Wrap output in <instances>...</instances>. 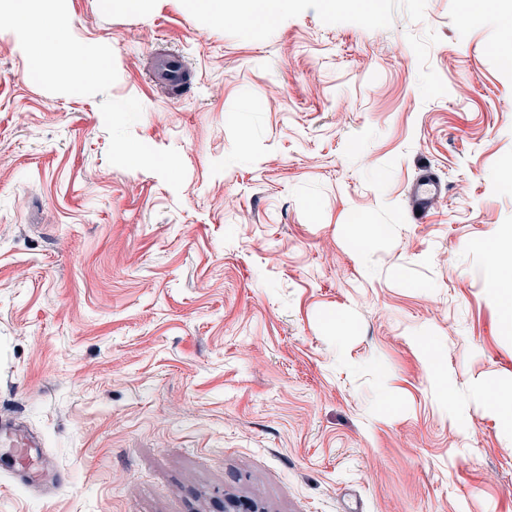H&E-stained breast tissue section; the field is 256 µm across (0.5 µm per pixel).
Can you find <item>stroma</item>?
Listing matches in <instances>:
<instances>
[{"label":"stroma","mask_w":512,"mask_h":512,"mask_svg":"<svg viewBox=\"0 0 512 512\" xmlns=\"http://www.w3.org/2000/svg\"><path fill=\"white\" fill-rule=\"evenodd\" d=\"M68 7L114 52L107 95L43 90L0 31V421L40 442L0 450V512H512V432L477 393L512 386L488 262L512 0H294L270 26ZM107 97L142 103L180 190L108 162ZM424 167L447 194L417 220Z\"/></svg>","instance_id":"35a3bbf8"}]
</instances>
